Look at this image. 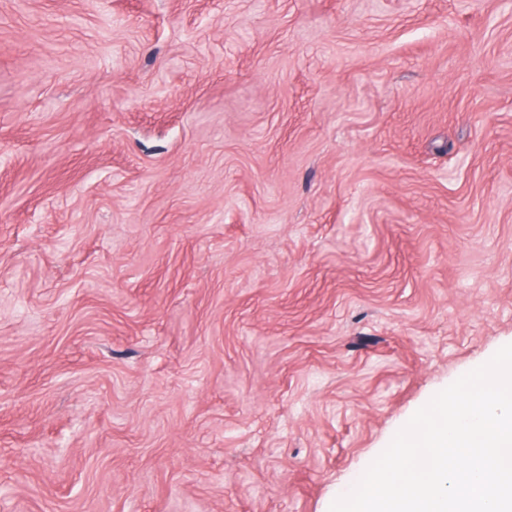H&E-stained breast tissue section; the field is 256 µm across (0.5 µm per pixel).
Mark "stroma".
<instances>
[{
  "label": "stroma",
  "instance_id": "35a3bbf8",
  "mask_svg": "<svg viewBox=\"0 0 512 512\" xmlns=\"http://www.w3.org/2000/svg\"><path fill=\"white\" fill-rule=\"evenodd\" d=\"M512 344V0H0V512H329Z\"/></svg>",
  "mask_w": 512,
  "mask_h": 512
}]
</instances>
